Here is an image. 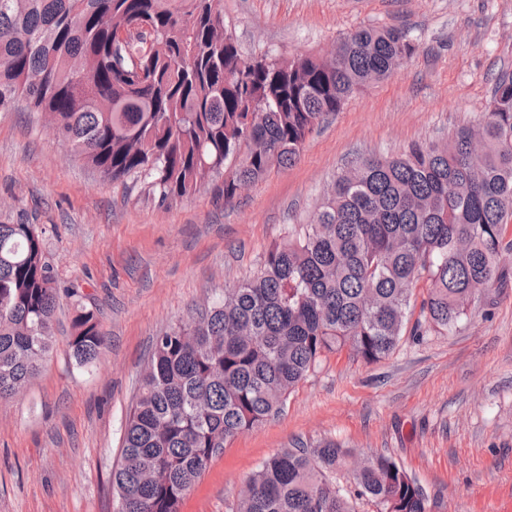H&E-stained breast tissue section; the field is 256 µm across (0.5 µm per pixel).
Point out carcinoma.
<instances>
[{"label":"carcinoma","mask_w":512,"mask_h":512,"mask_svg":"<svg viewBox=\"0 0 512 512\" xmlns=\"http://www.w3.org/2000/svg\"><path fill=\"white\" fill-rule=\"evenodd\" d=\"M224 29L220 0H0V111L25 104L106 180H140L162 205L218 181L228 202L239 184L294 164L316 126L416 50L400 30L362 27L332 60L245 57ZM509 217L512 74L478 128L360 159L256 274L155 338L112 471L125 512H179L208 463L280 413L327 355L347 348L374 363L408 329L456 327L498 281ZM60 304L43 232L0 224V401L47 365ZM69 346L81 364L107 346L80 303ZM347 457L332 441L284 448L235 512H352L326 478ZM354 482L381 512H426L424 490L388 456Z\"/></svg>","instance_id":"1"}]
</instances>
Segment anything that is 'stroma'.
Here are the masks:
<instances>
[{
	"label": "stroma",
	"mask_w": 512,
	"mask_h": 512,
	"mask_svg": "<svg viewBox=\"0 0 512 512\" xmlns=\"http://www.w3.org/2000/svg\"><path fill=\"white\" fill-rule=\"evenodd\" d=\"M244 56L323 54L362 26L415 44L404 66L355 93L232 201L203 189L163 206L107 181L41 118L0 112V223L45 233L61 287L93 306L107 347L79 364L71 306L57 315L52 356L23 395L0 401V512H115L111 484L127 415L158 334L253 276L287 228L309 222L356 158L446 141L481 118L512 74V0H223ZM502 282L456 330L404 335L376 363L328 355L275 418L211 460L179 512H234L267 458L333 439L353 459L392 457L427 495V512H512V251Z\"/></svg>",
	"instance_id": "35a3bbf8"
}]
</instances>
